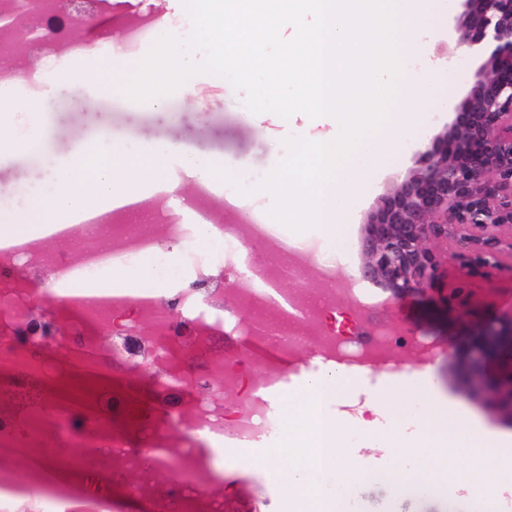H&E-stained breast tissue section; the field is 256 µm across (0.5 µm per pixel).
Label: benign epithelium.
I'll return each mask as SVG.
<instances>
[{
    "mask_svg": "<svg viewBox=\"0 0 512 512\" xmlns=\"http://www.w3.org/2000/svg\"><path fill=\"white\" fill-rule=\"evenodd\" d=\"M457 2V48L479 58L477 80L421 151L420 168L387 189L361 225L360 279L395 299L431 289L441 275L439 244L470 277L512 272V0ZM248 271L263 284L257 297L280 306L277 281ZM467 301L463 285L444 296L472 328V362H498L496 380L474 386L512 424V314L474 322Z\"/></svg>",
    "mask_w": 512,
    "mask_h": 512,
    "instance_id": "7a95c632",
    "label": "benign epithelium"
}]
</instances>
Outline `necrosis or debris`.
Masks as SVG:
<instances>
[{
    "instance_id": "necrosis-or-debris-1",
    "label": "necrosis or debris",
    "mask_w": 512,
    "mask_h": 512,
    "mask_svg": "<svg viewBox=\"0 0 512 512\" xmlns=\"http://www.w3.org/2000/svg\"><path fill=\"white\" fill-rule=\"evenodd\" d=\"M62 0H46L49 32L31 40L0 34V68L11 83L30 91L48 77L66 75L73 24L61 21ZM36 51L43 65L16 58L19 47ZM206 189L174 199L156 196L152 221L139 227L113 217L110 233L98 224L63 230L65 250L36 239L0 240V512H114L112 490L120 486L147 503L148 512H265L267 501L242 480H225L232 444L270 443L284 414L262 390H287L284 360L304 346L317 347L332 363L390 364L397 351L428 352L429 341L378 325L361 335L337 330L331 315L344 298L348 320L367 313L361 288H337L338 249L307 243L303 249L276 247L269 274L301 271L316 282L303 298L304 320L280 325L270 338L257 335L253 318L225 304L236 289L210 285L213 264L249 261L237 225L208 212L213 248L197 266L194 281L160 303L134 296L106 299L61 295L70 278L94 287L102 266L129 265L145 251L167 263L173 246L187 243L186 214L203 209ZM84 253L73 263L71 252ZM236 337L224 346L225 333ZM275 343L278 355L257 363L255 351ZM150 362V399L130 396L120 377ZM106 371L108 382L88 388L73 383L72 365ZM64 465L78 491L49 484ZM223 486L215 494V486Z\"/></svg>"
}]
</instances>
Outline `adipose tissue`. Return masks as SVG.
<instances>
[{"mask_svg": "<svg viewBox=\"0 0 512 512\" xmlns=\"http://www.w3.org/2000/svg\"><path fill=\"white\" fill-rule=\"evenodd\" d=\"M170 147L147 149L125 141L111 142L107 150L92 146L64 149L46 170L56 191L46 201L31 200L23 219H0V237L28 239L32 228L67 223L82 224L101 210H119L142 203L143 193L132 181H151L164 167Z\"/></svg>", "mask_w": 512, "mask_h": 512, "instance_id": "1", "label": "adipose tissue"}]
</instances>
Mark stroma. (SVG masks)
<instances>
[{"label":"stroma","instance_id":"obj_1","mask_svg":"<svg viewBox=\"0 0 512 512\" xmlns=\"http://www.w3.org/2000/svg\"><path fill=\"white\" fill-rule=\"evenodd\" d=\"M149 13L163 19L162 24L151 31L150 40L174 33L185 36L190 32V20L181 0H109L104 8L98 9L89 24L74 26L75 40L93 43L98 54L94 60L71 58L67 61L70 74L77 77L80 89L86 93L90 104L77 108L73 97L61 92L57 81L49 79L39 93L44 101L41 114L15 131L0 132V212L19 218L25 215L31 196L50 197L53 187L43 180L45 169L59 147L81 140L173 144L206 162H232L237 169L238 180L251 186L284 156L285 138L335 132L334 123L324 117H302L286 126L267 121L254 123L243 114L244 91L234 88L228 80L210 74L192 76L190 93L177 91L167 95L160 108L152 102H135L120 91L109 90L114 63L129 66L143 53L142 48L133 47L120 61H113L108 54L110 41L121 39L125 31L141 23L143 15ZM453 27V22H445L427 47L433 59L450 63L441 96L433 102L425 124L403 138L397 162L378 171L359 199L350 227L349 249L339 263L337 277L356 275L362 263L360 228L367 215L387 188L401 183L416 170L420 151L451 122L454 106L476 80L479 62L457 49L456 39L451 35ZM29 136L36 140V147L22 146V139ZM211 202L223 212L225 223L240 225L254 264L266 266L270 254L264 241L254 236L250 221L257 213L269 211L273 204L272 196L266 192L242 195L227 184L221 192L212 195ZM208 249V244L195 237L186 249L174 252L172 262L182 270L181 277L176 279L160 275L156 265L146 264L140 259L131 265L109 266L101 284L112 287L122 283L135 292L149 289L163 296L170 289L190 284L194 266L206 261ZM463 280L470 288L469 309L473 319L489 320L512 312V273L507 271L490 278L470 279L465 269L451 261L444 265L436 290L396 301L388 300L386 292L373 283H365L368 296L378 308L372 322L402 326L413 335L442 344L447 353L423 369L419 368L413 355L406 352L402 353V363L397 370L390 371L381 366L360 368L362 386L346 395V403H364L366 388L377 383L404 385L422 373L429 380L430 389L414 397L415 414H426L431 405L451 399L488 428L512 433V424L489 408L481 397L472 394L465 382L469 366L467 327L440 301L441 293ZM239 454L249 461V468L242 470L225 466V478L247 479L256 491L275 496L281 475L290 465L288 457L278 453L273 442L259 447H240ZM320 487L322 503L328 510L336 504L340 505L342 512L476 510L472 499L451 491L437 493L425 485L399 496L385 484L359 481L340 497L336 494L331 472L326 471L321 476Z\"/></svg>","mask_w":512,"mask_h":512}]
</instances>
